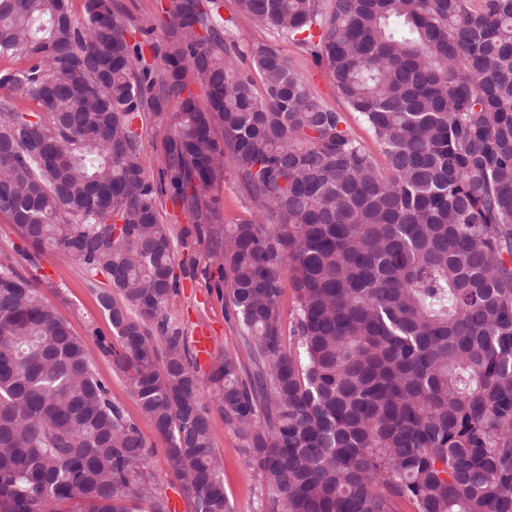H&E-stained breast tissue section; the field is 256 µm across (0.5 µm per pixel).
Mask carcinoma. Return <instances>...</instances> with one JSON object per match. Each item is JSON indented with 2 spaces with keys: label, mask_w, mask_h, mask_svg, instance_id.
Returning <instances> with one entry per match:
<instances>
[{
  "label": "carcinoma",
  "mask_w": 512,
  "mask_h": 512,
  "mask_svg": "<svg viewBox=\"0 0 512 512\" xmlns=\"http://www.w3.org/2000/svg\"><path fill=\"white\" fill-rule=\"evenodd\" d=\"M223 6L170 0L156 78L112 0H84L80 18L70 0H0V58L26 61L0 70L15 252L49 246L108 275L117 368L192 512H232L210 387L257 475L256 512H512V0ZM240 18L311 56L385 164ZM171 101L166 175L194 220L177 237L133 128ZM227 163L254 213L225 227L205 192ZM190 238L213 245L245 349L207 375L165 314ZM148 457L92 348L4 256L0 509L171 512Z\"/></svg>",
  "instance_id": "carcinoma-1"
}]
</instances>
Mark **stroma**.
Segmentation results:
<instances>
[{
  "label": "stroma",
  "instance_id": "35a3bbf8",
  "mask_svg": "<svg viewBox=\"0 0 512 512\" xmlns=\"http://www.w3.org/2000/svg\"><path fill=\"white\" fill-rule=\"evenodd\" d=\"M167 2L113 0L117 12L125 18L130 42L140 47L144 65L156 74L160 73L163 66L164 41L161 31L156 30L155 25L162 5ZM279 46L293 68L303 73L315 93L335 110L345 113L353 134L373 154H380L381 149L366 124L336 94L330 81L315 66L311 57L287 41H280ZM169 120V114L158 115L149 110L139 120L138 128L148 171L157 189L160 218L163 223L178 230L191 224L192 219L174 198L165 175L163 144L169 134ZM213 194L219 200L216 223L236 224L251 216L252 204L242 193L233 169H226L223 181L215 184ZM210 250V244L205 242L178 250L175 272L180 286L171 295L165 310L170 322L181 331L187 345H194L198 335L209 336L210 357L199 364L204 373L209 372L212 362L227 357L236 358L244 353L240 329L234 320L227 318L224 298L216 288L219 273ZM17 268L26 276L37 278L45 298L58 307L77 336L91 344L95 343L97 336L111 337L112 325L98 301L100 291L108 286L105 273H86L48 247L39 253L35 262L18 260ZM94 368L98 377L108 386L113 403L123 410L127 419L137 425L145 438L150 450L149 466L170 502L175 503V512H190L187 498L171 474L167 445L154 426L142 416L126 378L115 367L113 356L96 355ZM205 397L213 423V443L224 457V489L233 510L255 512L257 476L240 451L241 442L233 427L225 422L224 411L214 392L206 391Z\"/></svg>",
  "mask_w": 512,
  "mask_h": 512
}]
</instances>
